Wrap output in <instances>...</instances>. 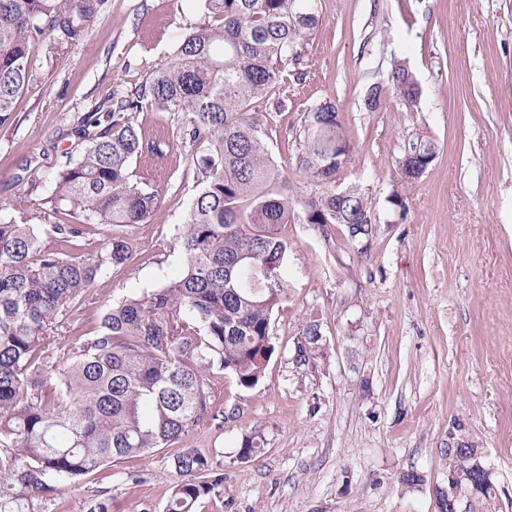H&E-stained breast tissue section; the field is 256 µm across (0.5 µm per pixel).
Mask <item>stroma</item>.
Masks as SVG:
<instances>
[{
	"mask_svg": "<svg viewBox=\"0 0 512 512\" xmlns=\"http://www.w3.org/2000/svg\"><path fill=\"white\" fill-rule=\"evenodd\" d=\"M322 18L289 77L287 105L265 115L271 155L298 197L321 194L295 167L296 132L307 107L335 103L353 155L333 190L360 187L372 200L371 237L347 226L291 222L288 297L276 310V352L251 389L213 370L205 375L211 412L181 445L204 454L224 490L194 512H438L448 492V451L474 448L491 470L495 494L474 512H512V0H316ZM197 0H107L78 41L31 52L33 79L11 119L0 125V202L22 200L37 224H67L52 212L47 185L32 187L26 164L61 160L82 117L115 93L146 81L180 36L200 26ZM404 59L421 90L419 109L386 91L364 107L367 86ZM145 139L168 145L132 164L155 189L158 208L144 224L83 223L51 252L77 257L112 238L130 248L105 265L56 331L95 333L112 303L161 287L181 266L176 243L201 179L197 150L183 143L172 113H137ZM440 151L406 187L398 170L412 136ZM401 205H393V197ZM321 325L325 350L296 357L308 320ZM262 451L242 462L246 436ZM172 449L122 459L83 477L47 512H85L106 492L112 512H165L174 481ZM423 477L403 484L408 471ZM141 474L142 483L128 480Z\"/></svg>",
	"mask_w": 512,
	"mask_h": 512,
	"instance_id": "obj_1",
	"label": "stroma"
}]
</instances>
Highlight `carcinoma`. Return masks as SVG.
I'll return each instance as SVG.
<instances>
[{"mask_svg": "<svg viewBox=\"0 0 512 512\" xmlns=\"http://www.w3.org/2000/svg\"><path fill=\"white\" fill-rule=\"evenodd\" d=\"M206 16L138 87L112 95L74 129L81 152L43 169L33 181L50 187L52 210L69 208L100 224H144L158 193L132 179L134 158L164 155L163 141L144 143L135 113L147 107L181 114L180 131L201 149V174L176 241L181 268L161 287L108 308L94 336H72L55 359V330L107 264L129 258L114 238L80 257L44 250L43 229L19 207L0 208V512H45L77 479L115 460L180 442L208 413L204 372L231 374L255 387L276 351L272 320L287 296L288 243L276 226L371 224V202L358 187L291 198L267 147L263 113L288 101V69L321 17L315 0H200ZM103 0H0V124L32 80L31 49L55 36L77 41ZM386 83L405 106L420 103L407 66L394 62ZM325 100L301 113L296 168L315 185L334 182L352 157L351 142ZM438 144H403L405 181L434 162ZM250 209L242 210V204ZM58 242L82 234L53 224ZM320 324L303 328L298 358L322 354ZM261 452L244 439L238 458ZM175 481L165 512H192L216 494L224 475L191 448L173 455Z\"/></svg>", "mask_w": 512, "mask_h": 512, "instance_id": "obj_1", "label": "carcinoma"}]
</instances>
